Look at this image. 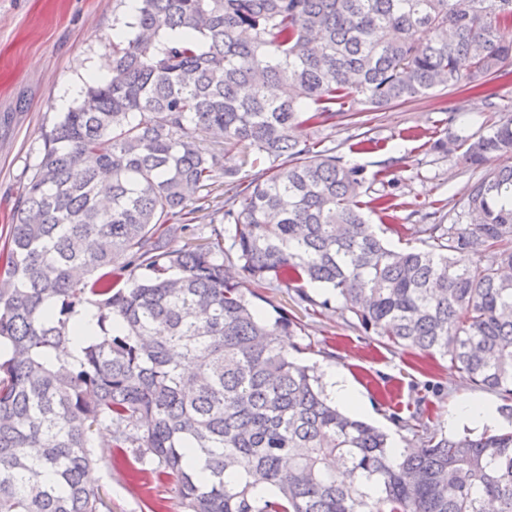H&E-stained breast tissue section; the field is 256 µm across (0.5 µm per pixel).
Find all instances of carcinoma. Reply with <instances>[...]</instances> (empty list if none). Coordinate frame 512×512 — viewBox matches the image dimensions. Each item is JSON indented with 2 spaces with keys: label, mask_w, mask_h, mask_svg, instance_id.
Wrapping results in <instances>:
<instances>
[{
  "label": "carcinoma",
  "mask_w": 512,
  "mask_h": 512,
  "mask_svg": "<svg viewBox=\"0 0 512 512\" xmlns=\"http://www.w3.org/2000/svg\"><path fill=\"white\" fill-rule=\"evenodd\" d=\"M511 25L512 0H138L111 77L40 130L0 249V512H101L100 454L172 483L182 512H512V431L395 454L244 291L326 307L307 288L330 289L365 333L512 399V119L470 137L481 174L451 223L410 213L423 249L368 223L399 221L391 184L301 135L511 77ZM240 146L269 166L219 163ZM203 216L206 243L170 248ZM381 214L379 213H372L370 214L371 224H385L388 227H393V229H397L398 233L394 230H387V232L382 235L390 244L397 246V247H406V246H413L417 248H425V245L423 243V236L418 235H410V233L406 232L403 229H398L395 226L387 225V224H394L388 221L387 219L380 220ZM409 243V244H407ZM96 309L93 307H88L85 311H83L75 320V325L78 331V336H76L73 340V344L71 345V353L74 356H78L80 353L81 346H84V340L86 336L93 335L96 327Z\"/></svg>",
  "instance_id": "1"
}]
</instances>
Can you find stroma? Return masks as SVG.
Returning a JSON list of instances; mask_svg holds the SVG:
<instances>
[{"label": "stroma", "instance_id": "1", "mask_svg": "<svg viewBox=\"0 0 512 512\" xmlns=\"http://www.w3.org/2000/svg\"><path fill=\"white\" fill-rule=\"evenodd\" d=\"M128 0H0V226L8 224L33 168L40 160L39 131L61 113L63 92L86 83L92 64L112 57L114 28L130 22ZM495 110L482 95L459 89L378 113L371 123L373 147L357 149L359 130L351 119L336 118L319 128L323 147L363 168L366 177L385 171L399 203L430 205L461 194L467 182L459 154L441 157L426 144L429 132L469 135L486 121L512 118V82L495 85ZM317 299L330 304L306 311L292 289H261L267 312L281 309L300 324L284 337L299 362L341 369L358 390L357 417L385 431L390 440L423 447V431L456 437L480 435L484 427L464 421L449 427L447 416L468 399L493 408L504 401L485 391L440 356L416 357L403 348L385 347L377 336L355 327L351 314L329 290L315 286ZM103 512H149L162 503L175 512L171 484L134 472L125 461L102 459L95 472Z\"/></svg>", "mask_w": 512, "mask_h": 512}]
</instances>
